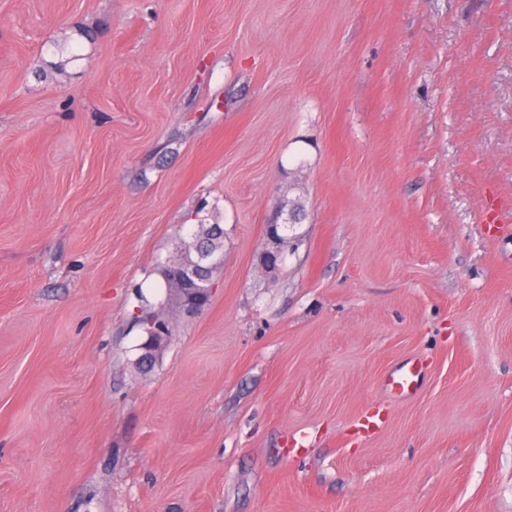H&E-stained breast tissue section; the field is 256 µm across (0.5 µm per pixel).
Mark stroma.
Returning <instances> with one entry per match:
<instances>
[{
	"instance_id": "obj_1",
	"label": "stroma",
	"mask_w": 512,
	"mask_h": 512,
	"mask_svg": "<svg viewBox=\"0 0 512 512\" xmlns=\"http://www.w3.org/2000/svg\"><path fill=\"white\" fill-rule=\"evenodd\" d=\"M0 512H512V0H0ZM276 227L275 232L267 234L264 249L260 254V266L264 273H276L284 258L286 242L295 238L289 236L288 232L293 231L295 224L288 222V213L282 224H272ZM200 242L205 248L216 251L203 250L195 242H185L181 248L183 253L181 261L174 260L165 268L166 280L171 284V290L178 296L182 310L188 315L201 313L207 307L202 304V296L212 294L213 288L210 283V271L224 265V230L216 234L215 228L218 224H199ZM194 249V257L189 254ZM146 340L140 345L142 353L138 357V363L142 366H149L158 351L164 346L168 338V329L165 323L156 321L148 331ZM422 367L421 361L417 360L408 367L407 371L401 369L389 371L385 375L382 384L395 397L413 395L418 389Z\"/></svg>"
}]
</instances>
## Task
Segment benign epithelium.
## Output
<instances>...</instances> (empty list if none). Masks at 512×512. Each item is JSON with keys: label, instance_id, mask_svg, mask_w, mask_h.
Listing matches in <instances>:
<instances>
[{"label": "benign epithelium", "instance_id": "benign-epithelium-1", "mask_svg": "<svg viewBox=\"0 0 512 512\" xmlns=\"http://www.w3.org/2000/svg\"><path fill=\"white\" fill-rule=\"evenodd\" d=\"M293 225L288 221L276 225V231L267 234L264 249L260 254V266L264 273L272 274L279 270L284 258L286 242L291 240L288 232ZM181 261H173L165 268L166 280L178 296L182 310L188 315H196L205 310L202 296L212 293L210 272L224 265V257L216 251H206L193 242L183 244ZM168 338L165 323L156 321L148 331L146 340L140 345L142 353L138 363L150 365L157 352Z\"/></svg>", "mask_w": 512, "mask_h": 512}]
</instances>
